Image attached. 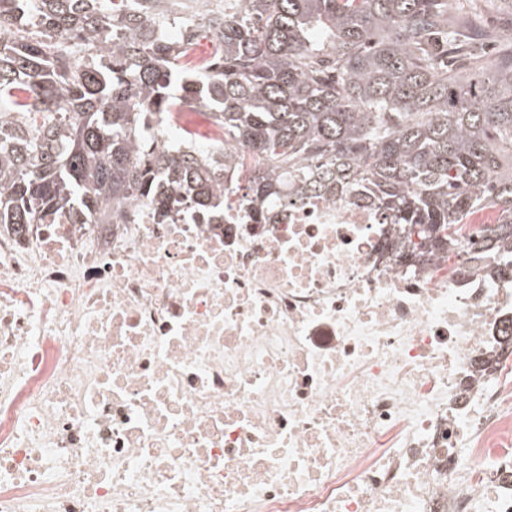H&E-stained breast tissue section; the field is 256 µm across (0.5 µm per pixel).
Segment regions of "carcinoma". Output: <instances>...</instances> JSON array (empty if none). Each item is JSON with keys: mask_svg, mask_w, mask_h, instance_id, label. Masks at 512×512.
<instances>
[{"mask_svg": "<svg viewBox=\"0 0 512 512\" xmlns=\"http://www.w3.org/2000/svg\"><path fill=\"white\" fill-rule=\"evenodd\" d=\"M499 8L457 0L450 24L445 0H224L222 30L172 42L152 0H0V225L126 224L137 201L210 221L236 173L262 209L365 189L426 253L466 251L448 228L490 207L480 246L512 251V42L482 26ZM190 104L217 149L163 138ZM239 146L262 166L236 169Z\"/></svg>", "mask_w": 512, "mask_h": 512, "instance_id": "1", "label": "carcinoma"}]
</instances>
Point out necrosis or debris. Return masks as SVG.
Returning a JSON list of instances; mask_svg holds the SVG:
<instances>
[{"mask_svg": "<svg viewBox=\"0 0 512 512\" xmlns=\"http://www.w3.org/2000/svg\"><path fill=\"white\" fill-rule=\"evenodd\" d=\"M139 210L0 230V512H512V274L362 190Z\"/></svg>", "mask_w": 512, "mask_h": 512, "instance_id": "1", "label": "necrosis or debris"}]
</instances>
